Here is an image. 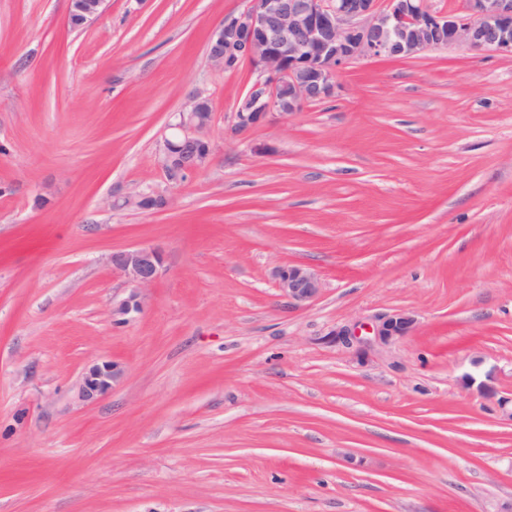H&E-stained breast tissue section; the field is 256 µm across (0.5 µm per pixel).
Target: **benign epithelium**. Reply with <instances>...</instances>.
Masks as SVG:
<instances>
[{
    "mask_svg": "<svg viewBox=\"0 0 512 512\" xmlns=\"http://www.w3.org/2000/svg\"><path fill=\"white\" fill-rule=\"evenodd\" d=\"M104 3L74 0L69 23L93 22ZM456 43L512 54V0H466L463 10L448 12L430 10L425 0H385L382 8L378 0H249L243 12L212 29L207 54L219 70L233 72L248 62L257 74L235 108L233 131L243 135L273 114L286 118L307 103L331 98L339 74L357 59H397ZM207 104V98L192 96L164 140L161 166L174 183L201 169L210 155ZM158 195L146 186L113 200L111 208L145 211L146 200ZM110 260L132 285L124 298L112 300V317L125 320L141 312L143 291L160 279L163 259L153 247L135 246L112 253ZM273 278L280 295L294 304L316 300L323 287L318 273L297 263L277 266ZM414 327V317L399 311L381 322L376 336L389 343ZM123 374L114 362L92 366L79 397L96 400Z\"/></svg>",
    "mask_w": 512,
    "mask_h": 512,
    "instance_id": "1",
    "label": "benign epithelium"
}]
</instances>
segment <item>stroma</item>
Masks as SVG:
<instances>
[{"label":"stroma","instance_id":"obj_1","mask_svg":"<svg viewBox=\"0 0 512 512\" xmlns=\"http://www.w3.org/2000/svg\"><path fill=\"white\" fill-rule=\"evenodd\" d=\"M247 0H0V512H499L512 502V55L359 59L333 98L232 133ZM208 161L159 165L189 96ZM161 210L109 209L143 186ZM158 248L144 307L112 252ZM302 263L305 305L272 276ZM410 311L389 344L382 320ZM358 328L359 341L325 336ZM124 368L101 399L84 370ZM494 388L496 399L462 379ZM73 2V10H69V23L72 26L75 22H81L84 26L101 15L105 0H74L71 1V5ZM280 295L289 303L306 304L320 295L323 283L318 273L302 264H284L273 271ZM415 323V319L410 313L395 312L381 322L375 336H378L381 341L389 343L412 333Z\"/></svg>","mask_w":512,"mask_h":512}]
</instances>
